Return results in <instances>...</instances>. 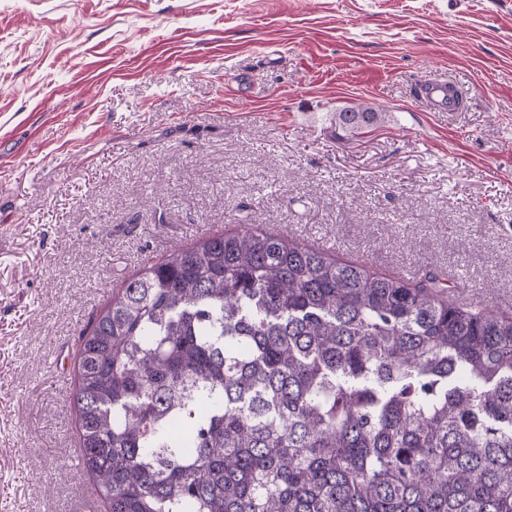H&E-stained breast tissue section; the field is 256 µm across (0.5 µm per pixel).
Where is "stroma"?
I'll list each match as a JSON object with an SVG mask.
<instances>
[{"label": "stroma", "instance_id": "obj_1", "mask_svg": "<svg viewBox=\"0 0 512 512\" xmlns=\"http://www.w3.org/2000/svg\"><path fill=\"white\" fill-rule=\"evenodd\" d=\"M243 224L512 315V5L0 0V512H79L80 332ZM337 120L342 129L349 134H355L356 131L368 125L380 123L383 120V113L366 103H358L338 112Z\"/></svg>", "mask_w": 512, "mask_h": 512}]
</instances>
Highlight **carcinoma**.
I'll use <instances>...</instances> for the list:
<instances>
[{"label": "carcinoma", "mask_w": 512, "mask_h": 512, "mask_svg": "<svg viewBox=\"0 0 512 512\" xmlns=\"http://www.w3.org/2000/svg\"><path fill=\"white\" fill-rule=\"evenodd\" d=\"M76 368L107 512H512V316L431 272L205 236L124 282Z\"/></svg>", "instance_id": "obj_1"}]
</instances>
